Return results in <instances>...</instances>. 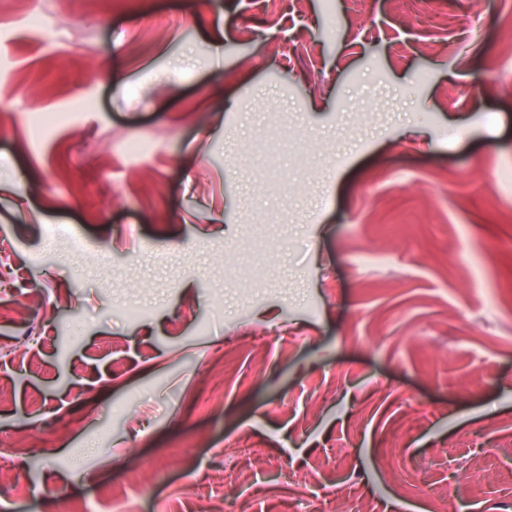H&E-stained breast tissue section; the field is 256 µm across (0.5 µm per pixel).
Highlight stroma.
Listing matches in <instances>:
<instances>
[{
	"label": "stroma",
	"instance_id": "stroma-1",
	"mask_svg": "<svg viewBox=\"0 0 512 512\" xmlns=\"http://www.w3.org/2000/svg\"><path fill=\"white\" fill-rule=\"evenodd\" d=\"M291 3L0 17V512H512V0ZM16 434L22 435L27 445V450L33 453L45 452L48 448H54L63 437L62 434L49 426L35 429L33 426L20 428ZM329 502L328 508H314L308 511H330V512H372L370 504L356 492H350L344 499L336 498V508H332Z\"/></svg>",
	"mask_w": 512,
	"mask_h": 512
}]
</instances>
